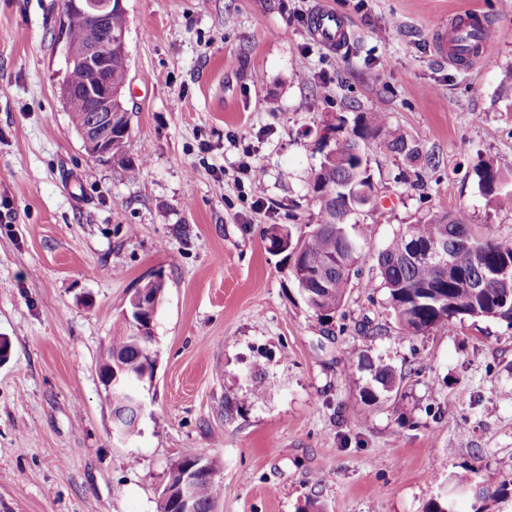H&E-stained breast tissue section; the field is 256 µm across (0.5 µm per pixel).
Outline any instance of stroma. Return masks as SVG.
Wrapping results in <instances>:
<instances>
[{
  "label": "stroma",
  "instance_id": "1",
  "mask_svg": "<svg viewBox=\"0 0 512 512\" xmlns=\"http://www.w3.org/2000/svg\"><path fill=\"white\" fill-rule=\"evenodd\" d=\"M125 102L137 180L90 157L59 94L60 0H0V512H157L183 449L218 460L216 512H512V330H391L382 290L346 309L384 336L320 322L262 230L311 224L319 130L388 113L435 161L406 180L371 154L386 207L371 251L406 225L466 210L512 233L473 167L512 165V0H125ZM343 17L329 51L313 14ZM473 9L500 34L487 68L437 54L435 28ZM264 189L255 204L253 181ZM166 283L134 435L113 439L100 355L133 290ZM401 376L364 408L367 359ZM262 369L263 398L248 377ZM476 468L463 493L451 478Z\"/></svg>",
  "mask_w": 512,
  "mask_h": 512
}]
</instances>
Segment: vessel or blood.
<instances>
[{"instance_id":"1","label":"vessel or blood","mask_w":512,"mask_h":512,"mask_svg":"<svg viewBox=\"0 0 512 512\" xmlns=\"http://www.w3.org/2000/svg\"><path fill=\"white\" fill-rule=\"evenodd\" d=\"M312 30L325 46L339 49L344 44L347 28L341 17L323 12L314 18ZM436 34L439 57L451 63L488 62L491 58L490 48L498 39V32L493 26L465 16L449 19L447 24L437 29Z\"/></svg>"}]
</instances>
